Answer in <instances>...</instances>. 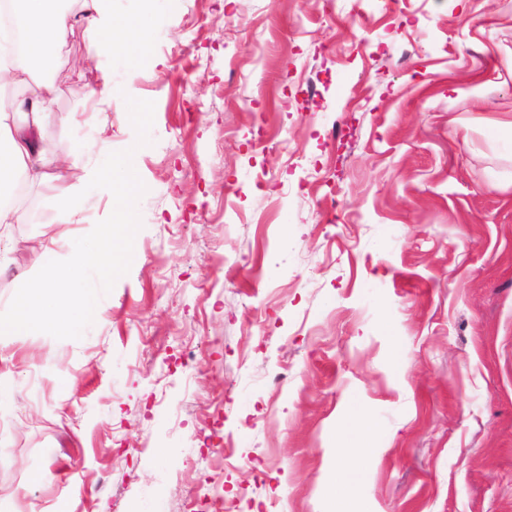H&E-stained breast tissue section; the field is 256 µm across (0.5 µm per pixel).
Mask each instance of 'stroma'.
I'll return each instance as SVG.
<instances>
[{
    "label": "stroma",
    "mask_w": 512,
    "mask_h": 512,
    "mask_svg": "<svg viewBox=\"0 0 512 512\" xmlns=\"http://www.w3.org/2000/svg\"><path fill=\"white\" fill-rule=\"evenodd\" d=\"M147 8L145 61L80 23L52 75L49 169L106 125L147 192L102 320L0 345V512H512V0ZM113 207L31 189L0 313ZM349 412L351 414L350 433L352 435L353 441L359 446H349L346 448V450L348 453L362 451L368 452L369 448H365L367 446L365 445L366 431L363 426L364 414L357 406H352Z\"/></svg>",
    "instance_id": "1"
}]
</instances>
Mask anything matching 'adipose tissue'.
<instances>
[{
  "mask_svg": "<svg viewBox=\"0 0 512 512\" xmlns=\"http://www.w3.org/2000/svg\"><path fill=\"white\" fill-rule=\"evenodd\" d=\"M20 18L25 41L22 59L0 52V83L19 89L18 98L0 103V225L21 224L24 213L8 204L17 182L40 186L49 179L43 168V151L35 134L53 113L51 75L73 32L76 20H85L90 31L86 52L93 57L108 53L140 61L148 51L150 15L115 23L112 0H11ZM108 176L112 196L126 205L137 190L131 161L103 163L84 184L62 188L60 201L70 216L83 211L87 186Z\"/></svg>",
  "mask_w": 512,
  "mask_h": 512,
  "instance_id": "ef3b65f1",
  "label": "adipose tissue"
}]
</instances>
